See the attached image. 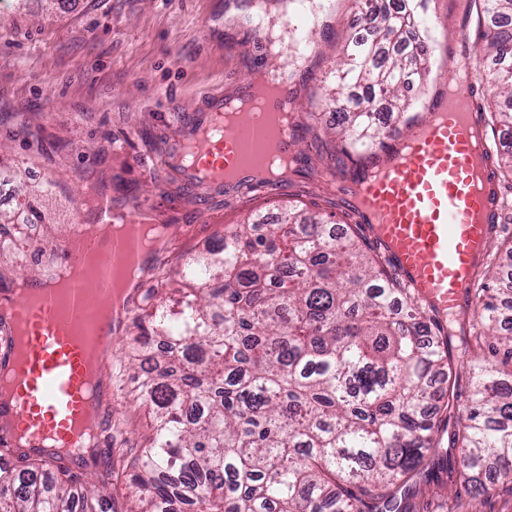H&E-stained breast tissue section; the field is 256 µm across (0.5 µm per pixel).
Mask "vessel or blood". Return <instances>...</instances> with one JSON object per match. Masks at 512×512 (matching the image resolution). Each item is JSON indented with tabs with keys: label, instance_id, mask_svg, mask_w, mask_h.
I'll return each mask as SVG.
<instances>
[{
	"label": "vessel or blood",
	"instance_id": "1",
	"mask_svg": "<svg viewBox=\"0 0 512 512\" xmlns=\"http://www.w3.org/2000/svg\"><path fill=\"white\" fill-rule=\"evenodd\" d=\"M448 102L434 109L384 163L368 169L350 203L384 245L396 270L439 318L455 317L473 302L477 251L487 250L499 222V190L488 141L474 131L476 76L463 65L446 76ZM210 118L218 132L197 128L189 139L196 166L224 180L265 161L266 132L246 123L223 125V98ZM36 301L10 300L12 327L5 365L15 395L0 400V420H11L34 448L80 447L88 413L91 350L115 346L121 328L106 313L108 288L100 280L59 295L34 284Z\"/></svg>",
	"mask_w": 512,
	"mask_h": 512
}]
</instances>
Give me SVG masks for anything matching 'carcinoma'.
<instances>
[{
  "label": "carcinoma",
  "mask_w": 512,
  "mask_h": 512,
  "mask_svg": "<svg viewBox=\"0 0 512 512\" xmlns=\"http://www.w3.org/2000/svg\"><path fill=\"white\" fill-rule=\"evenodd\" d=\"M426 0H354L352 23L373 38L349 41L328 93L339 103L351 87L379 95L402 115L399 90L425 82L428 45L421 30ZM475 110L505 138L493 155L512 172V0H478ZM408 54L384 65L382 46ZM336 124L358 152L398 128L371 109L336 108ZM41 185L16 193L0 211V251L16 249V212L42 223ZM320 214L293 207L266 224L255 214L224 231L220 243L155 277L171 289L172 306L154 304L130 318L133 352L156 345L152 368L128 391L145 407L151 434L127 461L99 472L65 452L0 445V512H105L107 486L125 478L137 497L131 512H401L402 496L434 471L429 450L445 425V398L471 381L469 404L457 412L448 478L475 489L486 467L512 477V326L498 303L499 277L475 291L474 347L457 359L432 310L400 285L390 260L368 254L357 228L338 233ZM488 354H482V350Z\"/></svg>",
  "instance_id": "cac0c4a2"
}]
</instances>
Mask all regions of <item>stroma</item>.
I'll use <instances>...</instances> for the list:
<instances>
[{
  "instance_id": "1",
  "label": "stroma",
  "mask_w": 512,
  "mask_h": 512,
  "mask_svg": "<svg viewBox=\"0 0 512 512\" xmlns=\"http://www.w3.org/2000/svg\"><path fill=\"white\" fill-rule=\"evenodd\" d=\"M250 0H71L68 12L48 13L43 0L0 5V140L19 160L13 181L38 184L46 172L49 223L40 237L49 246L38 257L14 255L6 279L36 281L56 268L60 244L89 214L108 204L143 223L168 222L169 260L199 252L225 227L251 213L276 215L294 203L343 216L355 173L371 158L346 155L321 127L326 76L335 70L350 37L364 36L351 22L352 0H307L310 43L305 58L276 57L256 40L251 21H224L228 4ZM468 0H428L432 45L430 75L410 90L411 124L425 120L444 90L443 79L461 61L475 62L478 30ZM285 73L296 107L294 150L307 156L302 173L265 190L242 195L210 188L194 195L185 176L157 160V152L188 136L206 116L213 96L239 98L245 76ZM42 139L52 156L29 148ZM109 170L118 183L99 190L92 170ZM112 457L140 447L148 432L145 410L113 393ZM405 512H512V481L488 472L481 493L452 485L436 471L420 481Z\"/></svg>"
}]
</instances>
